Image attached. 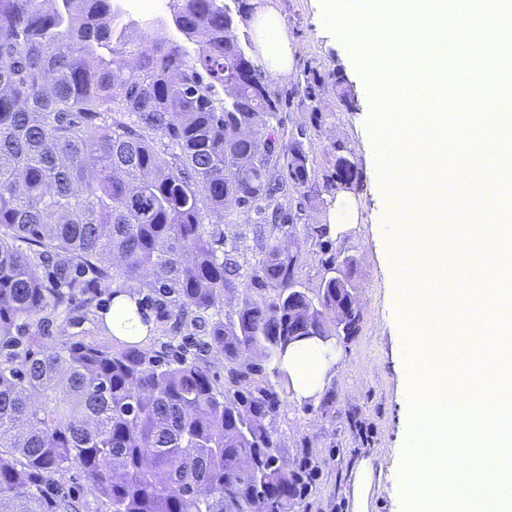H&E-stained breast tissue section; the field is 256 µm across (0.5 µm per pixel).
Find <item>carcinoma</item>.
<instances>
[{"mask_svg":"<svg viewBox=\"0 0 512 512\" xmlns=\"http://www.w3.org/2000/svg\"><path fill=\"white\" fill-rule=\"evenodd\" d=\"M173 26L140 23L117 0H0V512H78L55 476L82 472L106 512H295L313 467L291 466L266 419L265 388L231 399L204 361L215 349L234 384L281 359L288 337L330 327L351 287L325 259L318 306L294 291L302 249L284 244L288 183L313 178L310 151L278 134L281 92L239 36L249 0H169ZM338 71L312 67L304 106ZM235 207L261 230V294L222 315L240 265L210 217ZM56 258L53 278L40 265ZM120 292L162 290L178 320L205 325L197 357L161 360L134 344L47 347L42 323L92 311L86 276Z\"/></svg>","mask_w":512,"mask_h":512,"instance_id":"cac0c4a2","label":"carcinoma"}]
</instances>
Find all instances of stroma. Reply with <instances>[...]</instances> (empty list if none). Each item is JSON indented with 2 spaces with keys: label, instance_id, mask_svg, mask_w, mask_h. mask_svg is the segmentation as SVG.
Masks as SVG:
<instances>
[{
  "label": "stroma",
  "instance_id": "obj_1",
  "mask_svg": "<svg viewBox=\"0 0 512 512\" xmlns=\"http://www.w3.org/2000/svg\"><path fill=\"white\" fill-rule=\"evenodd\" d=\"M253 2L279 12L291 46V71L273 77L287 101L281 114L286 130L305 126V144L312 152L316 177L331 171L340 145L361 173L359 187L352 190L291 188L279 198L282 208L293 216L289 227L293 239L304 246L298 281L309 293H317L324 272L323 254H340L349 263L363 319L356 335L334 340L336 362L318 398L299 400L290 393L282 395L273 421L274 435L290 464L307 459L313 466L312 490L301 512H351L350 472L358 460L367 457L383 469L371 512H404L402 471L409 440L405 412L412 375L406 355L404 299L390 258L392 229L379 179L377 132L371 124L375 94L363 74L364 59L326 26L320 0ZM314 63L328 71L340 70L355 96L348 109L340 105L334 87H322L317 105L324 120L318 125L300 103L303 72ZM211 222L223 231L225 249L233 251L244 272L238 295L224 300L223 311L228 314L238 296L250 293V274L259 249L254 226L246 218L227 222L215 216ZM322 224L330 228L324 238L315 232ZM97 301L96 312L87 315L77 308L59 317L69 340L112 344V337L101 325V312L110 305V289L99 290ZM149 311L154 328L147 351L167 359L190 355L193 342L204 335L202 327L178 329L173 317L161 308L153 305Z\"/></svg>",
  "mask_w": 512,
  "mask_h": 512
}]
</instances>
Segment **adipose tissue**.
<instances>
[{"instance_id": "1", "label": "adipose tissue", "mask_w": 512, "mask_h": 512, "mask_svg": "<svg viewBox=\"0 0 512 512\" xmlns=\"http://www.w3.org/2000/svg\"><path fill=\"white\" fill-rule=\"evenodd\" d=\"M255 41L262 62L271 70L283 73L290 67V50L280 15L271 8L257 13L254 20ZM139 305L128 294H116L103 319L113 337L127 344L145 343L149 331L137 313ZM336 358L329 346L306 340L292 345L284 356L281 368L288 374L290 386L297 397H318L324 380Z\"/></svg>"}]
</instances>
